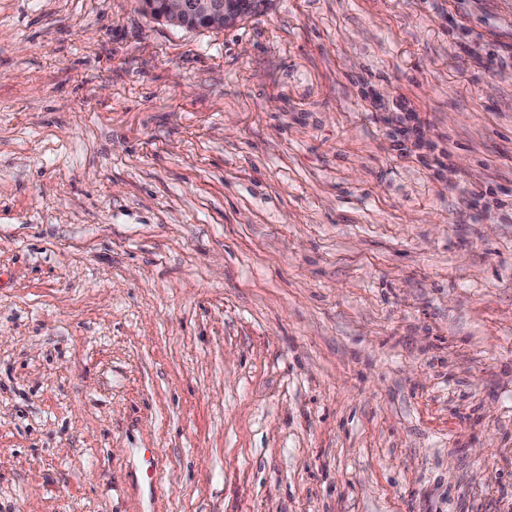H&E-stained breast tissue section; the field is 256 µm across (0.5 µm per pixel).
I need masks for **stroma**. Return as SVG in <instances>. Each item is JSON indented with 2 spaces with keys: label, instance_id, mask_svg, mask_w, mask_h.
<instances>
[{
  "label": "stroma",
  "instance_id": "1",
  "mask_svg": "<svg viewBox=\"0 0 512 512\" xmlns=\"http://www.w3.org/2000/svg\"><path fill=\"white\" fill-rule=\"evenodd\" d=\"M0 512H512V0H0ZM155 0L142 1L148 13L155 9L161 19L185 29L224 28L234 25L249 11L247 0ZM395 108L403 112L404 115L397 118V125L390 130L389 135L398 144L399 150H401L403 154L421 150L423 142L420 137V127L422 124L419 113L413 108L407 107L403 100H399L398 103L396 102ZM407 143H410L414 150H412Z\"/></svg>",
  "mask_w": 512,
  "mask_h": 512
}]
</instances>
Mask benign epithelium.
<instances>
[{"label": "benign epithelium", "instance_id": "1", "mask_svg": "<svg viewBox=\"0 0 512 512\" xmlns=\"http://www.w3.org/2000/svg\"><path fill=\"white\" fill-rule=\"evenodd\" d=\"M148 13L158 11L166 22L185 29L234 25L249 11L245 0H144Z\"/></svg>", "mask_w": 512, "mask_h": 512}]
</instances>
